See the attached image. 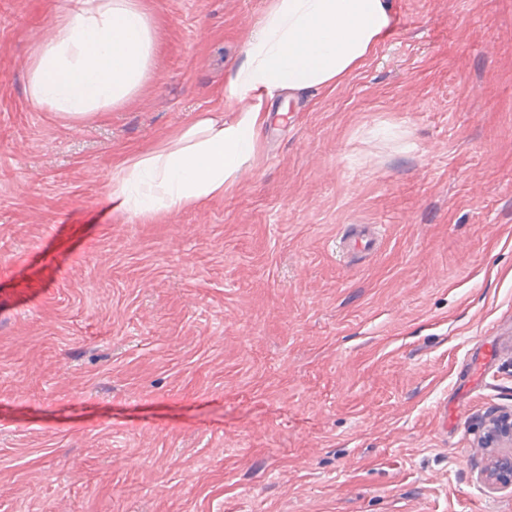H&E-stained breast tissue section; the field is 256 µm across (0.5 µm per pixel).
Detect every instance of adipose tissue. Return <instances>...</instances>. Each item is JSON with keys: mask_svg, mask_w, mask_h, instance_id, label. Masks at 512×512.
I'll list each match as a JSON object with an SVG mask.
<instances>
[{"mask_svg": "<svg viewBox=\"0 0 512 512\" xmlns=\"http://www.w3.org/2000/svg\"><path fill=\"white\" fill-rule=\"evenodd\" d=\"M394 23L391 0H270L224 85L235 121L203 114L118 165L113 213L157 223L223 197L259 150L267 97L336 88L365 66ZM156 27L142 0H68L33 49L31 102L66 123L127 104L153 74Z\"/></svg>", "mask_w": 512, "mask_h": 512, "instance_id": "1", "label": "adipose tissue"}]
</instances>
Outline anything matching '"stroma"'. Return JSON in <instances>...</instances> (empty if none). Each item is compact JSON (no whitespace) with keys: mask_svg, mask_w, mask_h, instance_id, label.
<instances>
[{"mask_svg":"<svg viewBox=\"0 0 512 512\" xmlns=\"http://www.w3.org/2000/svg\"><path fill=\"white\" fill-rule=\"evenodd\" d=\"M64 3L0 0V512H512L480 430L512 414V0H394L364 68L275 93L239 181L156 224L112 214L114 166L233 119L268 0H144L152 79L72 124L28 96ZM348 241L353 247H360L367 251L375 250L379 243L376 226H359L353 228L351 237L345 239L342 242V246L345 247ZM494 356L495 350L494 347L491 346L483 352L481 357L470 360V383H485L489 375L490 364L494 361Z\"/></svg>","mask_w":512,"mask_h":512,"instance_id":"35a3bbf8","label":"stroma"}]
</instances>
